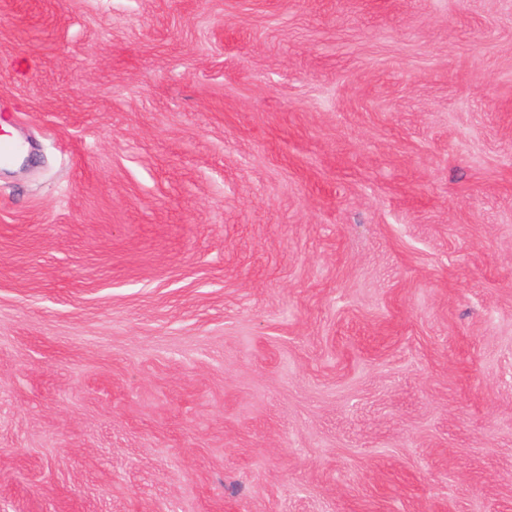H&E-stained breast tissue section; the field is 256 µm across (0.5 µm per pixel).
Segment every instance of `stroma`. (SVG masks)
Returning <instances> with one entry per match:
<instances>
[{"label":"stroma","instance_id":"obj_1","mask_svg":"<svg viewBox=\"0 0 512 512\" xmlns=\"http://www.w3.org/2000/svg\"><path fill=\"white\" fill-rule=\"evenodd\" d=\"M0 512H512V0H0Z\"/></svg>","mask_w":512,"mask_h":512}]
</instances>
